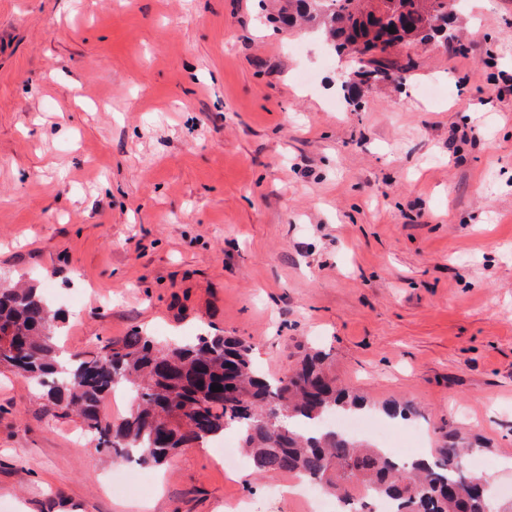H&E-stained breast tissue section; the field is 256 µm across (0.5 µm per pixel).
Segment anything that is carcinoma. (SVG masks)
Returning a JSON list of instances; mask_svg holds the SVG:
<instances>
[{"instance_id":"carcinoma-1","label":"carcinoma","mask_w":512,"mask_h":512,"mask_svg":"<svg viewBox=\"0 0 512 512\" xmlns=\"http://www.w3.org/2000/svg\"><path fill=\"white\" fill-rule=\"evenodd\" d=\"M285 0L281 23L315 25L337 48L367 59V73L401 80L408 68L388 63L386 49L427 40L431 17L448 22V0ZM394 33H389V28ZM58 315L31 286L0 288V366L41 389L58 417L74 415L118 458L161 465L188 442L235 432L252 474L304 478L347 504L345 512H495L466 481L471 449L448 441L428 462L401 461L328 423V418L372 406L336 378L329 356L306 355L279 376L263 372L253 347L220 333L187 345L160 346L132 332L89 354L60 363ZM216 383L222 391L214 392ZM126 390L133 405L117 426L101 412L103 400Z\"/></svg>"}]
</instances>
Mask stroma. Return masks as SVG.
Masks as SVG:
<instances>
[{
	"instance_id": "obj_1",
	"label": "stroma",
	"mask_w": 512,
	"mask_h": 512,
	"mask_svg": "<svg viewBox=\"0 0 512 512\" xmlns=\"http://www.w3.org/2000/svg\"><path fill=\"white\" fill-rule=\"evenodd\" d=\"M274 0H0V284L37 288L93 351L249 341L280 375L314 349L372 403L441 425L512 512V0L394 51L355 98L350 52L272 23ZM119 460L0 369V512H306L290 476L210 444L110 491ZM278 495H269L270 487Z\"/></svg>"
}]
</instances>
